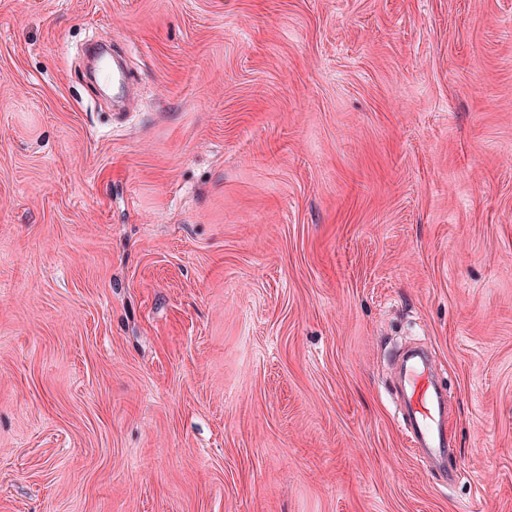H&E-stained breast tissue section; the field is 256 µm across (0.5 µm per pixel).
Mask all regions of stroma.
I'll list each match as a JSON object with an SVG mask.
<instances>
[{"instance_id":"stroma-1","label":"stroma","mask_w":512,"mask_h":512,"mask_svg":"<svg viewBox=\"0 0 512 512\" xmlns=\"http://www.w3.org/2000/svg\"><path fill=\"white\" fill-rule=\"evenodd\" d=\"M0 512H512V0H0ZM428 362V356L423 361L411 355L404 366L408 413L404 434L408 447L422 461L446 456L453 451L441 419V393L434 383ZM423 451L425 453L420 454Z\"/></svg>"}]
</instances>
